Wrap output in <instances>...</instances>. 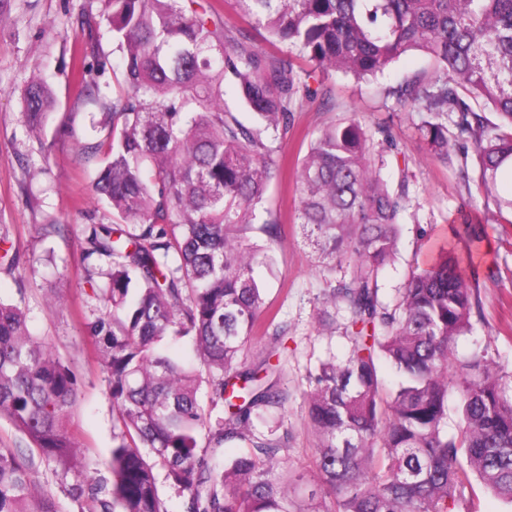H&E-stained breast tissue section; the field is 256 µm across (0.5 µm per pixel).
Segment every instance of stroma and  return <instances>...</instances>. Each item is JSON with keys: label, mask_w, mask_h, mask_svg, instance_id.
<instances>
[{"label": "stroma", "mask_w": 512, "mask_h": 512, "mask_svg": "<svg viewBox=\"0 0 512 512\" xmlns=\"http://www.w3.org/2000/svg\"><path fill=\"white\" fill-rule=\"evenodd\" d=\"M105 0H0V229L7 230L12 249L20 257L15 266L0 260V301L20 305L32 335L68 366L78 381V398L71 412L82 460L95 478L106 480L113 446L114 414L107 395L106 375L85 322L96 307L80 264L84 230L90 224H108L112 211L96 197L92 181L95 164L84 163L83 145L105 139L102 106L93 104L76 79L81 68L95 69L98 55L109 56L113 67L98 73L96 81L116 88L121 77L116 66L112 36L107 28L97 35V54H85L87 42L78 21L87 15L100 18ZM418 54L402 57L373 84L356 83L336 73L327 82V99L305 104L293 118V129L282 145L286 165L271 183L270 205L282 224V236L273 245L267 264L256 269L267 304L277 308L287 324L279 350L284 387L292 397L282 417L255 421L256 430L291 431L292 464H307L317 438L305 419L303 395L307 372L318 360L347 353L341 335L317 332V312L324 294V275L316 254L296 219L292 165L303 156L317 131L358 115L367 125L384 126L405 163L388 157L382 171L397 185L402 171L411 175V203L400 218L398 251L381 278L380 295L391 302L408 273L423 265L442 243L452 241L451 226L459 207L482 203L478 190H470L447 166L433 161L415 130L416 119L405 112L382 108L379 86L425 69ZM34 77L45 78L54 97L53 113L43 139L46 159H39L23 124V92ZM60 222L58 232L38 239L39 225ZM478 275L472 283L475 305L470 331L457 340L459 356L476 346L488 347L512 364V224H487L483 240L472 249ZM39 483L57 499L62 512H92L90 498L73 499L70 482L52 464L36 461Z\"/></svg>", "instance_id": "1"}]
</instances>
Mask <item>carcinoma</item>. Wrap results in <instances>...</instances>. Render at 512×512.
Wrapping results in <instances>:
<instances>
[{"label": "carcinoma", "instance_id": "carcinoma-1", "mask_svg": "<svg viewBox=\"0 0 512 512\" xmlns=\"http://www.w3.org/2000/svg\"><path fill=\"white\" fill-rule=\"evenodd\" d=\"M106 2L123 82L107 142L83 154L97 159L94 192L120 222L91 225L81 254L97 302L85 326L118 429L101 512H167L161 473L184 512H480V486L512 505V371L486 347L457 357L473 309L461 259L442 248L393 304L379 297L411 201L407 175L395 188L381 176L397 150L386 129L353 114L320 130L295 165L299 223L328 274L349 271L326 280L348 352L308 372L314 478L288 465L289 431L252 429L291 394L276 350L245 354L261 328L285 335L253 275L267 249L249 234L280 238L267 202L275 156L330 73L366 80L427 57L430 73L384 88V106L416 115L435 158L482 188L499 218L512 213V0H235L278 53L233 34L202 0ZM227 79L253 122L224 102ZM52 107L49 86L31 82V132ZM169 337L191 339L198 364L170 357ZM76 398L75 374L0 301V419L72 476L80 498L93 487L68 427ZM227 443L242 453L216 462ZM35 486L31 459L0 447V512H62Z\"/></svg>", "mask_w": 512, "mask_h": 512}]
</instances>
